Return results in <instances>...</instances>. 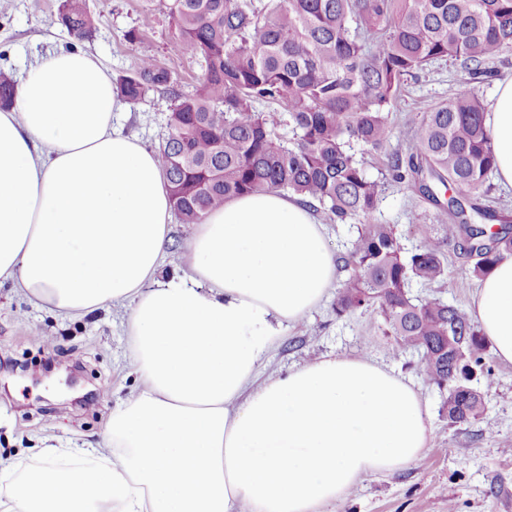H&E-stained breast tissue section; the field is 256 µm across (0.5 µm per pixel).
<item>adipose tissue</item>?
<instances>
[{
	"instance_id": "ef3b65f1",
	"label": "adipose tissue",
	"mask_w": 512,
	"mask_h": 512,
	"mask_svg": "<svg viewBox=\"0 0 512 512\" xmlns=\"http://www.w3.org/2000/svg\"><path fill=\"white\" fill-rule=\"evenodd\" d=\"M125 107L85 52L47 55L0 112V281L49 310L131 302L140 385L112 411L105 452L27 468L0 512H320L363 477L414 463L430 440L417 392L363 356L258 381L283 327L337 270L301 197L237 196L195 225L187 275L162 278L170 185L155 152L113 126ZM495 174L512 189V76L488 115ZM471 314L512 363V257Z\"/></svg>"
}]
</instances>
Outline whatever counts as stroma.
<instances>
[{"instance_id":"obj_1","label":"stroma","mask_w":512,"mask_h":512,"mask_svg":"<svg viewBox=\"0 0 512 512\" xmlns=\"http://www.w3.org/2000/svg\"><path fill=\"white\" fill-rule=\"evenodd\" d=\"M61 0H0V52L6 68L22 78L42 57L67 49L71 37L57 24ZM99 17L94 36L80 51L93 54L119 76L131 58L148 56L166 67L180 89L194 92L201 73L198 57L171 50L175 28L159 0H89ZM141 33L128 41L131 30ZM474 88L492 106L496 80L470 84L456 65L445 62L420 73L401 97L384 110L392 127L391 149L403 148L410 125L430 103ZM167 96L152 92L145 102L117 113L114 125L147 149L165 134ZM433 205L408 184L385 186L378 219L396 225L404 248L435 234ZM449 279L445 300L469 309L478 285L458 247L446 249ZM335 291L300 321L287 325L264 359L260 379L327 356H366L403 377L420 395L431 438L421 457L390 475H369L329 503L322 512H512V363L486 351L490 376L478 384L487 412L482 419L450 424L442 394L424 383L411 355H396L381 333V318L355 312L337 318ZM130 303H118L84 316L65 315L31 302L12 283L0 284V461L25 465L42 461V450L58 448L69 462L74 448L98 447L113 409L135 391L127 319Z\"/></svg>"}]
</instances>
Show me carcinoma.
Here are the masks:
<instances>
[{"instance_id": "carcinoma-1", "label": "carcinoma", "mask_w": 512, "mask_h": 512, "mask_svg": "<svg viewBox=\"0 0 512 512\" xmlns=\"http://www.w3.org/2000/svg\"><path fill=\"white\" fill-rule=\"evenodd\" d=\"M164 7L174 48L201 59L195 93H180L171 72L145 56L115 90L133 105L151 91L171 100L158 153L181 223L198 224L224 201L257 191L309 198L331 223L359 221L338 258L346 277L336 317L378 313L396 351L417 354L420 375L444 391L448 421L482 418L487 406L473 381L484 375L488 343L478 324L441 296L415 298L412 288L444 282L452 244L477 279L512 256V211L485 202L496 165L485 105L473 90L428 105L404 150L388 154V175L419 185L443 229L407 252L394 225L378 223L381 182L353 144L386 149L392 127L382 107L432 64L451 61L471 80L493 77L492 64L512 50V0H164ZM57 20L78 41L97 22L87 0H62ZM16 87L0 69V109L13 104ZM263 103L288 114L290 138L257 111ZM436 185L451 195L440 200Z\"/></svg>"}]
</instances>
